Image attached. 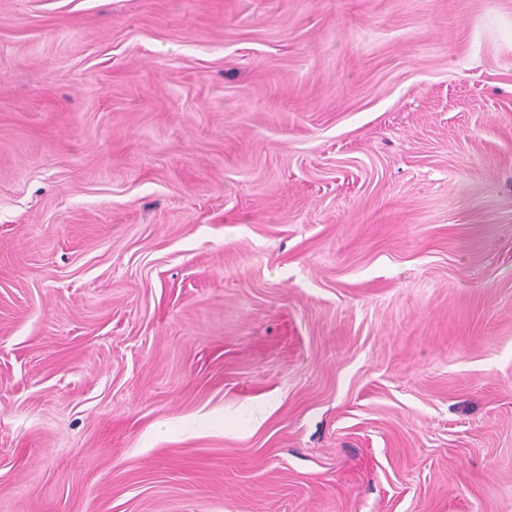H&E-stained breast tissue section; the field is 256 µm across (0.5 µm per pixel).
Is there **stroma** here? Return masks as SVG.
<instances>
[{
	"label": "stroma",
	"mask_w": 512,
	"mask_h": 512,
	"mask_svg": "<svg viewBox=\"0 0 512 512\" xmlns=\"http://www.w3.org/2000/svg\"><path fill=\"white\" fill-rule=\"evenodd\" d=\"M0 512H512V0H0Z\"/></svg>",
	"instance_id": "stroma-1"
}]
</instances>
